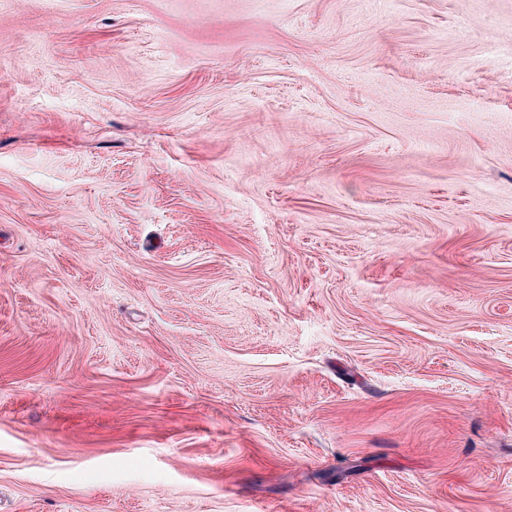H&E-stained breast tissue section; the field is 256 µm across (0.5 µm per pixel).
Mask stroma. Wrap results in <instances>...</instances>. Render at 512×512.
<instances>
[{
	"label": "stroma",
	"instance_id": "1",
	"mask_svg": "<svg viewBox=\"0 0 512 512\" xmlns=\"http://www.w3.org/2000/svg\"><path fill=\"white\" fill-rule=\"evenodd\" d=\"M0 512H512V0H0Z\"/></svg>",
	"mask_w": 512,
	"mask_h": 512
}]
</instances>
